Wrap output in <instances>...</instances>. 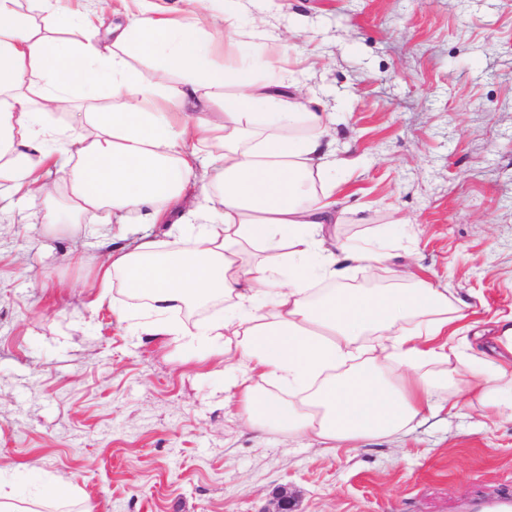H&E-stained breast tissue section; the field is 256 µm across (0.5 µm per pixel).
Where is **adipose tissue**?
<instances>
[{
	"instance_id": "ef3b65f1",
	"label": "adipose tissue",
	"mask_w": 512,
	"mask_h": 512,
	"mask_svg": "<svg viewBox=\"0 0 512 512\" xmlns=\"http://www.w3.org/2000/svg\"><path fill=\"white\" fill-rule=\"evenodd\" d=\"M118 2L126 21L109 25L81 0H0V199H62L53 231L78 232L88 217L170 225L111 248L92 285L104 298L122 285L134 303L117 316L133 333L220 357L253 431L330 448L392 438L454 412L463 392L512 418V316L469 320L417 274L349 285L353 265L384 263L390 245L326 234L342 220L335 115L292 77L288 45L255 53L266 33L242 0H213L218 37L192 11ZM168 73L176 88L161 83ZM105 87L111 111H87ZM78 101L70 122H50ZM201 309L207 319L181 321Z\"/></svg>"
}]
</instances>
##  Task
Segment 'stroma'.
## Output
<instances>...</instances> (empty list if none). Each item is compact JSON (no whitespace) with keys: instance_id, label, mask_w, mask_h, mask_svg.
<instances>
[{"instance_id":"35a3bbf8","label":"stroma","mask_w":512,"mask_h":512,"mask_svg":"<svg viewBox=\"0 0 512 512\" xmlns=\"http://www.w3.org/2000/svg\"><path fill=\"white\" fill-rule=\"evenodd\" d=\"M292 68L336 116L346 211L330 232L384 236L393 256L356 285L385 288L406 263L480 319L512 313V0H248ZM39 197L0 208V465L43 512H469L512 495V420L474 397L396 439L342 448L258 434L224 404L215 358L133 335L122 289L86 287L101 227L46 231ZM67 478L59 496L55 481Z\"/></svg>"}]
</instances>
